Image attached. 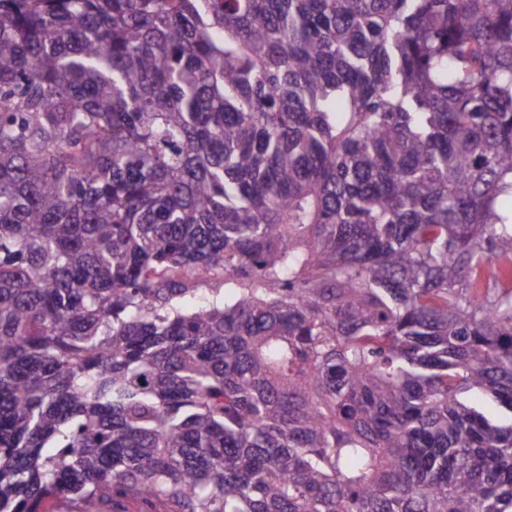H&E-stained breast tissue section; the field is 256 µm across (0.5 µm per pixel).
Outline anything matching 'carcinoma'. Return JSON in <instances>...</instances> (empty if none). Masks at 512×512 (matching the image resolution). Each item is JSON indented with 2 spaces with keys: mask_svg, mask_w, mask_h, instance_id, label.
<instances>
[{
  "mask_svg": "<svg viewBox=\"0 0 512 512\" xmlns=\"http://www.w3.org/2000/svg\"><path fill=\"white\" fill-rule=\"evenodd\" d=\"M505 198L512 0H0V512H512ZM481 284V292L489 301H495L512 292V284L495 277L491 269L484 273Z\"/></svg>",
  "mask_w": 512,
  "mask_h": 512,
  "instance_id": "1",
  "label": "carcinoma"
}]
</instances>
